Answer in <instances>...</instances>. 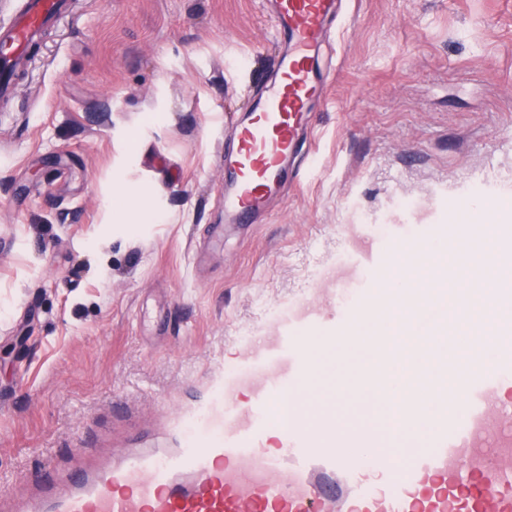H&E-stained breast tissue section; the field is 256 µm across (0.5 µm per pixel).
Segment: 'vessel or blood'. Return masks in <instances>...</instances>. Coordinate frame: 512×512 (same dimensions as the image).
I'll return each instance as SVG.
<instances>
[{"mask_svg":"<svg viewBox=\"0 0 512 512\" xmlns=\"http://www.w3.org/2000/svg\"><path fill=\"white\" fill-rule=\"evenodd\" d=\"M276 32L284 36L275 75L235 129L224 157V218L247 224L292 178L290 162L312 131L311 105L324 99L330 75L317 65V49L337 0H269ZM66 7V0H25L17 20L0 30V97L8 96L5 75L22 60L29 44ZM405 256L400 241L374 267L377 277L394 274ZM487 262L472 268L471 285L493 309L512 305L511 288H491ZM454 310L466 324L469 354L439 357L438 370L456 384L439 388L436 409L411 386L391 391L393 366H410L424 352L441 323L426 335L414 326L417 314L432 310L433 291L394 295L368 288L354 313L337 328L313 310L290 314L263 355L236 360L224 374L212 402L198 409L208 433L183 438L175 448H134L36 482L16 512H512V406L500 398L512 380V324L486 328L470 321L475 298L453 291ZM380 318L370 369V395L398 414V432L347 428L336 418L310 419L290 404L289 422L271 430L266 412L299 389L317 360L302 349L315 329L345 337L358 316ZM492 342L491 361L484 344ZM424 422L423 438L410 440L407 426Z\"/></svg>","mask_w":512,"mask_h":512,"instance_id":"1","label":"vessel or blood"}]
</instances>
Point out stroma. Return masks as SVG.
<instances>
[{
  "instance_id": "1",
  "label": "stroma",
  "mask_w": 512,
  "mask_h": 512,
  "mask_svg": "<svg viewBox=\"0 0 512 512\" xmlns=\"http://www.w3.org/2000/svg\"><path fill=\"white\" fill-rule=\"evenodd\" d=\"M281 48L261 0H73L0 102V501L74 449L172 448L188 406L451 208L512 225V0H342L300 178L224 221ZM387 225L374 237L371 227Z\"/></svg>"
}]
</instances>
